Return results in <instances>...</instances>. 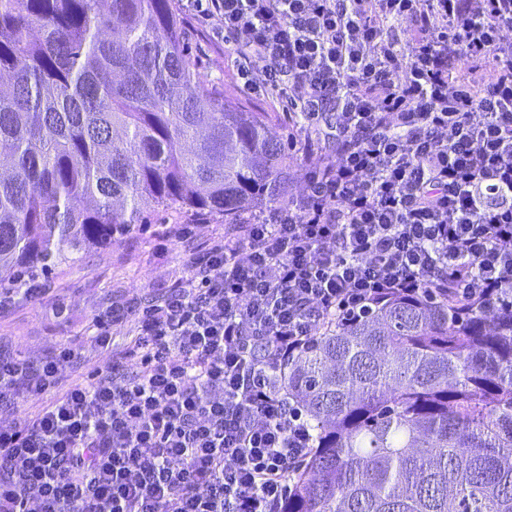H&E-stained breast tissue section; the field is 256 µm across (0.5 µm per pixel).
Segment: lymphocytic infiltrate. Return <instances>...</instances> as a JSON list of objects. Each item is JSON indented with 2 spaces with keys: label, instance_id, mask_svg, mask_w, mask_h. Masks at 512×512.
<instances>
[{
  "label": "lymphocytic infiltrate",
  "instance_id": "lymphocytic-infiltrate-1",
  "mask_svg": "<svg viewBox=\"0 0 512 512\" xmlns=\"http://www.w3.org/2000/svg\"><path fill=\"white\" fill-rule=\"evenodd\" d=\"M189 2L244 90L300 114L306 185L95 316L104 350L134 316L124 365L62 391L76 341L0 354V512H281L312 436L279 374L321 326L438 288L512 301V0Z\"/></svg>",
  "mask_w": 512,
  "mask_h": 512
}]
</instances>
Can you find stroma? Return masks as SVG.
I'll return each instance as SVG.
<instances>
[{
	"instance_id": "35a3bbf8",
	"label": "stroma",
	"mask_w": 512,
	"mask_h": 512,
	"mask_svg": "<svg viewBox=\"0 0 512 512\" xmlns=\"http://www.w3.org/2000/svg\"><path fill=\"white\" fill-rule=\"evenodd\" d=\"M184 47L196 68L217 89L253 112L269 111L262 94L242 91L230 50L221 36L198 29L185 20ZM273 130L285 139L292 161L289 193L305 185L308 163L299 144L303 133L294 118L278 114ZM196 224L194 235L169 238L165 231L173 224ZM223 216H193L176 208L153 212L151 222L105 249L88 252L81 262L52 270L48 279L52 291L36 303L20 302L0 311V350L36 360L60 343L84 335L92 318L116 303L146 302L162 293L175 278L182 276L192 258L198 257L205 242L222 236ZM127 327L112 331V348L104 351L84 345L79 359L61 372L62 385L87 377L94 369L120 360L127 347Z\"/></svg>"
}]
</instances>
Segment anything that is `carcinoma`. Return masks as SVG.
Returning <instances> with one entry per match:
<instances>
[{
	"instance_id": "carcinoma-1",
	"label": "carcinoma",
	"mask_w": 512,
	"mask_h": 512,
	"mask_svg": "<svg viewBox=\"0 0 512 512\" xmlns=\"http://www.w3.org/2000/svg\"><path fill=\"white\" fill-rule=\"evenodd\" d=\"M173 0H0V284L120 240L151 208L283 196L288 147L196 71ZM313 448L283 512H512V312L393 296L282 373Z\"/></svg>"
}]
</instances>
